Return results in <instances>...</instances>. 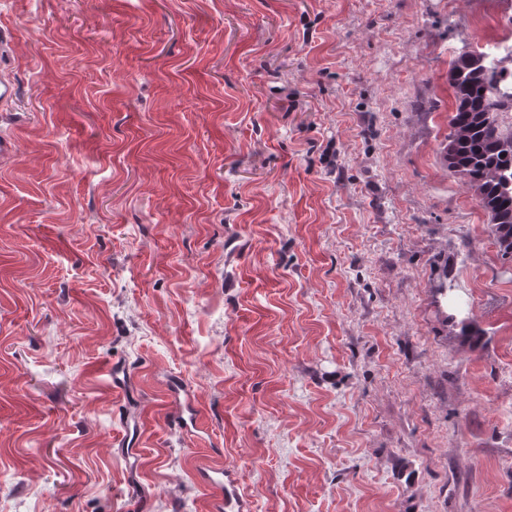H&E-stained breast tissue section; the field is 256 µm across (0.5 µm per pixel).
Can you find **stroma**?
<instances>
[{
    "label": "stroma",
    "instance_id": "1",
    "mask_svg": "<svg viewBox=\"0 0 512 512\" xmlns=\"http://www.w3.org/2000/svg\"><path fill=\"white\" fill-rule=\"evenodd\" d=\"M500 10L0 0V512H512V261L442 156ZM201 479L213 491L210 501L212 512L249 511L250 500L239 492L236 478L232 473L227 471L204 472Z\"/></svg>",
    "mask_w": 512,
    "mask_h": 512
}]
</instances>
